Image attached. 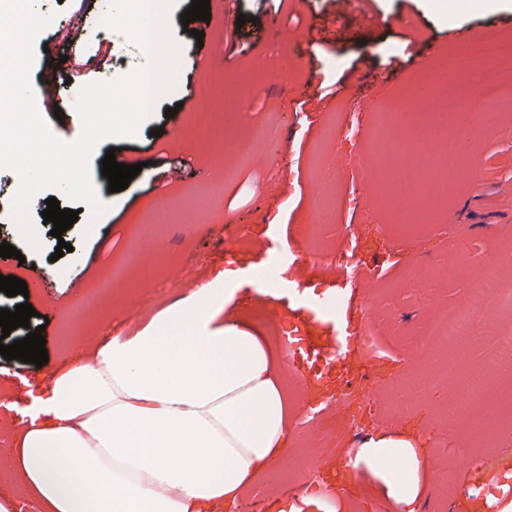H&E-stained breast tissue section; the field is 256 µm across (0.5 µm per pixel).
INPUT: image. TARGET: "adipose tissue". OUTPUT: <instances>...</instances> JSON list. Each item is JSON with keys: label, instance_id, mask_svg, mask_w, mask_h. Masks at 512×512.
<instances>
[{"label": "adipose tissue", "instance_id": "1", "mask_svg": "<svg viewBox=\"0 0 512 512\" xmlns=\"http://www.w3.org/2000/svg\"><path fill=\"white\" fill-rule=\"evenodd\" d=\"M244 285L224 270L12 403L26 419L15 465L44 512H235L287 453L284 366L239 316ZM356 462L396 512H419L416 439L381 431Z\"/></svg>", "mask_w": 512, "mask_h": 512}]
</instances>
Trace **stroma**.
Wrapping results in <instances>:
<instances>
[{
    "instance_id": "35a3bbf8",
    "label": "stroma",
    "mask_w": 512,
    "mask_h": 512,
    "mask_svg": "<svg viewBox=\"0 0 512 512\" xmlns=\"http://www.w3.org/2000/svg\"><path fill=\"white\" fill-rule=\"evenodd\" d=\"M191 2L180 0L171 15L181 46L174 89L137 137L100 145L142 161L143 168L115 193L109 192L106 178L94 176L100 198L109 205L98 222L82 210L75 229L59 239L51 236L50 225L37 224L42 248L31 250L10 218L18 178L0 169V240H12L22 253L1 262L0 274L24 280L28 289L24 296L0 293V306L31 304L36 317L9 338L19 340L28 329L42 328L48 353L47 363L39 367L0 358V434L7 439L0 446V465L8 461L10 442L21 426L6 405L23 395L26 384L45 386L50 370L90 352L95 335L138 330L174 299L177 289L196 287L223 271L225 253L259 254L268 225H279L307 256V264L291 277L318 294L326 281L362 260L354 245L366 233L386 261L380 278L350 283V330L360 335L374 327L381 356L380 367L361 377V388L375 402V422L364 432L398 430L423 439L428 462L421 512H468L474 470L457 465L455 448L472 449L482 458L487 442L474 439L469 425H449L442 412L452 389L443 377L448 363L420 353L416 341L438 307L454 305L471 292L472 271L493 264L512 242V108L504 111L501 131L469 145L441 212L416 213L411 222H401L382 181H367L365 171L375 163L377 126L388 120L398 134L407 135L433 119L427 110L386 111L411 68L435 67L451 51L448 34L454 30L479 40L512 38V0H499L494 8L470 7L461 0L456 5L448 0H369L382 23L360 35L354 32L357 11L335 16L328 0H285L282 31L260 55L247 43H231L230 36L240 30L264 32L268 0H235L230 17L225 0H209L210 21H195L187 33L181 15ZM241 14L246 17L242 24L237 21ZM198 30L203 40H196ZM409 35L415 38L410 53L405 50ZM111 42L112 53L101 69L60 85L62 115L45 113L61 140L74 141L82 131L73 109L75 88L127 76L143 65V55L121 35L112 34ZM199 50L206 60L192 62V53ZM285 58L293 70L284 82L272 81L270 69ZM228 70L234 74L229 81L224 78ZM242 84L251 93L233 103L227 93ZM325 86L332 90L326 97L321 94ZM190 93L201 101L192 111L180 106ZM172 106L177 114L165 118ZM270 122L281 125L275 151L255 148L237 181L226 183L222 199L199 202L202 183L223 181L234 141ZM156 128L162 136H153ZM167 161L180 167L179 183L168 182ZM161 210L168 211L170 220L156 226L153 243H145L140 227ZM322 211L329 218L320 224L316 218ZM312 223L317 229L311 238L306 227ZM461 236L470 249L457 274L449 277L445 271ZM61 241L74 251L57 259L53 253ZM76 254L83 259L78 267L71 264ZM288 388L294 445L246 493L236 512L260 500L294 499L310 488L318 461L344 467L355 446L353 437L341 432L351 408L328 405L307 422L296 375H289ZM314 512L395 510L363 481L356 495L333 505L320 503Z\"/></svg>"
}]
</instances>
